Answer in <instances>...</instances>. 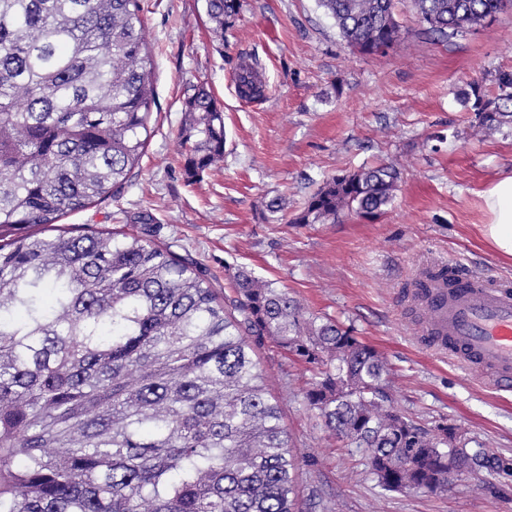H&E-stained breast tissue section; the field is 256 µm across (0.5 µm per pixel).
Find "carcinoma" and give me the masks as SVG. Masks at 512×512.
Instances as JSON below:
<instances>
[{"label":"carcinoma","mask_w":512,"mask_h":512,"mask_svg":"<svg viewBox=\"0 0 512 512\" xmlns=\"http://www.w3.org/2000/svg\"><path fill=\"white\" fill-rule=\"evenodd\" d=\"M317 2L362 54L401 35L395 0ZM411 4L425 32L449 39L512 0ZM206 9L222 37L241 4ZM235 81L263 93L254 66ZM494 84L466 98L486 129L512 123V71ZM156 108L139 0H0V512H296L297 462L244 329L317 365L307 405L366 449L383 489L443 492L493 468L495 451L459 444L456 425L394 409L381 354L272 283L236 271L231 310L142 235H43L126 187ZM180 142L190 183L224 158L223 109L203 85L185 100ZM398 179L385 164L328 179L291 223L375 216Z\"/></svg>","instance_id":"obj_1"}]
</instances>
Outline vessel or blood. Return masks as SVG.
Returning <instances> with one entry per match:
<instances>
[{
  "instance_id": "vessel-or-blood-1",
  "label": "vessel or blood",
  "mask_w": 512,
  "mask_h": 512,
  "mask_svg": "<svg viewBox=\"0 0 512 512\" xmlns=\"http://www.w3.org/2000/svg\"><path fill=\"white\" fill-rule=\"evenodd\" d=\"M429 312L421 342L449 354L484 383L512 385V285L459 276L455 287L420 276Z\"/></svg>"
}]
</instances>
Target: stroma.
<instances>
[{
    "label": "stroma",
    "instance_id": "obj_1",
    "mask_svg": "<svg viewBox=\"0 0 512 512\" xmlns=\"http://www.w3.org/2000/svg\"><path fill=\"white\" fill-rule=\"evenodd\" d=\"M401 35L366 56L340 38L316 0H241L216 38L206 0H140L159 110L141 162L118 197L69 214L73 231L148 233L193 260L225 304L246 269L287 290L307 314L353 329L387 360L395 408L428 427L445 420L512 460V388L481 384L421 346L409 292L419 270L512 280V259L482 238L483 190L512 168V127L480 128L461 102L470 83L494 92L512 71V9L453 39L426 34L409 0H396ZM257 64L266 96L242 98L233 73ZM224 110V160L187 183L179 132L191 86ZM380 163L400 174L374 220L294 218L327 179ZM283 210L270 212V200ZM155 222L137 223L142 211ZM293 452L300 512H512V470H482L427 494L380 488L368 454L327 428L304 398L316 369L266 336L252 337ZM481 481L482 492L471 489Z\"/></svg>",
    "mask_w": 512,
    "mask_h": 512
}]
</instances>
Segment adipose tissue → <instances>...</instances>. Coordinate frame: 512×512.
Masks as SVG:
<instances>
[{
	"label": "adipose tissue",
	"mask_w": 512,
	"mask_h": 512,
	"mask_svg": "<svg viewBox=\"0 0 512 512\" xmlns=\"http://www.w3.org/2000/svg\"><path fill=\"white\" fill-rule=\"evenodd\" d=\"M487 221L482 232L498 252L512 257V169L504 171L483 191Z\"/></svg>",
	"instance_id": "ef3b65f1"
}]
</instances>
